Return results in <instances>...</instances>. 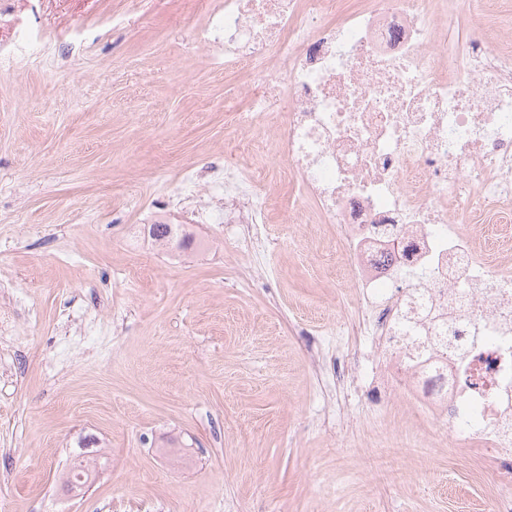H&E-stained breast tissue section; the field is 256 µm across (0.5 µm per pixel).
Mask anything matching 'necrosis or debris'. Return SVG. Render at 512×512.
<instances>
[{"label": "necrosis or debris", "mask_w": 512, "mask_h": 512, "mask_svg": "<svg viewBox=\"0 0 512 512\" xmlns=\"http://www.w3.org/2000/svg\"><path fill=\"white\" fill-rule=\"evenodd\" d=\"M220 2L209 39L253 74L237 123L246 143L277 140L215 180L225 223H263L266 180L286 174L297 210L338 230L367 394L432 409L511 475L512 267L462 225L512 201V55L480 27L449 33L472 0Z\"/></svg>", "instance_id": "4bbe7bcc"}]
</instances>
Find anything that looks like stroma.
<instances>
[{"mask_svg": "<svg viewBox=\"0 0 512 512\" xmlns=\"http://www.w3.org/2000/svg\"><path fill=\"white\" fill-rule=\"evenodd\" d=\"M213 0H0V502L8 512H490L492 462L405 397L360 390L324 330L362 312L332 224L296 195L255 230L180 192L252 158L248 71L200 34ZM179 225L189 247L151 239ZM37 311V332L27 326ZM108 464L64 488L84 438Z\"/></svg>", "mask_w": 512, "mask_h": 512, "instance_id": "35a3bbf8", "label": "stroma"}]
</instances>
